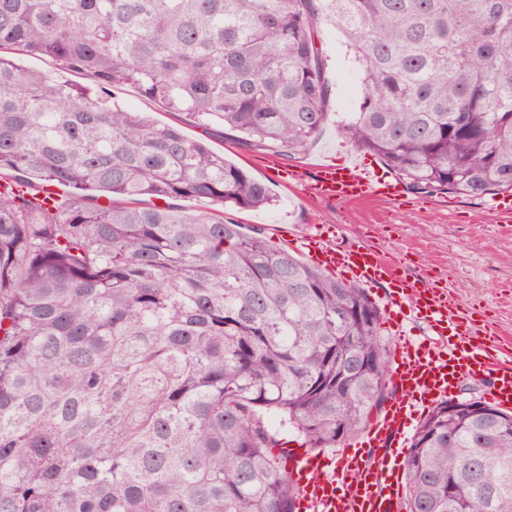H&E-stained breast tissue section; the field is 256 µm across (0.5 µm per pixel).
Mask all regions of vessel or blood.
<instances>
[{
	"label": "vessel or blood",
	"instance_id": "obj_1",
	"mask_svg": "<svg viewBox=\"0 0 512 512\" xmlns=\"http://www.w3.org/2000/svg\"><path fill=\"white\" fill-rule=\"evenodd\" d=\"M305 193L322 201L397 200L399 183L363 162L316 163ZM337 225L317 224L296 249L358 286L381 289L387 324L397 338L388 383L397 397L376 415L360 447L291 454L285 464L298 486L299 512H401L400 475L408 430L428 408L453 396L466 379H489L492 403L512 409V348L495 330L460 310L441 280L410 277L403 262L369 246L336 247ZM426 327L409 335L406 316Z\"/></svg>",
	"mask_w": 512,
	"mask_h": 512
}]
</instances>
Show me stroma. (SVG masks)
Returning <instances> with one entry per match:
<instances>
[{
  "instance_id": "35a3bbf8",
  "label": "stroma",
  "mask_w": 512,
  "mask_h": 512,
  "mask_svg": "<svg viewBox=\"0 0 512 512\" xmlns=\"http://www.w3.org/2000/svg\"><path fill=\"white\" fill-rule=\"evenodd\" d=\"M320 39L331 86L329 118L319 137L297 154L274 156L247 149L218 128L203 133L185 113L167 111L130 87L113 89L112 95L128 110L151 113L160 123L181 127L191 139L223 150L225 157L269 187L272 205L228 210V217L236 222L261 227L272 244L283 248L313 225H339L338 245H373L389 257L408 259L411 276L442 279L466 313L478 322L499 326L512 340V223H499L489 211L491 196L409 191L400 204L377 200L347 206L311 200L301 183L290 178V171L306 172L308 166L339 153L372 165L377 162L342 133L362 97L356 54L329 24L321 25Z\"/></svg>"
}]
</instances>
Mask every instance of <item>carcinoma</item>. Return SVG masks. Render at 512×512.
Listing matches in <instances>:
<instances>
[{
	"label": "carcinoma",
	"mask_w": 512,
	"mask_h": 512,
	"mask_svg": "<svg viewBox=\"0 0 512 512\" xmlns=\"http://www.w3.org/2000/svg\"><path fill=\"white\" fill-rule=\"evenodd\" d=\"M323 22L361 64L355 147L416 193L512 192V0H0V51L94 78L0 54V183L22 187L0 190V512H294L281 430L334 448L383 404L364 289L224 216L268 187L110 94L299 153L328 115ZM48 185L85 194L47 209ZM404 508L512 512V413L437 404ZM21 65L27 69L37 70L49 74L58 81H68L70 83L85 84L88 80L80 74L69 72L54 64L48 58L27 56L21 60Z\"/></svg>",
	"instance_id": "cac0c4a2"
}]
</instances>
